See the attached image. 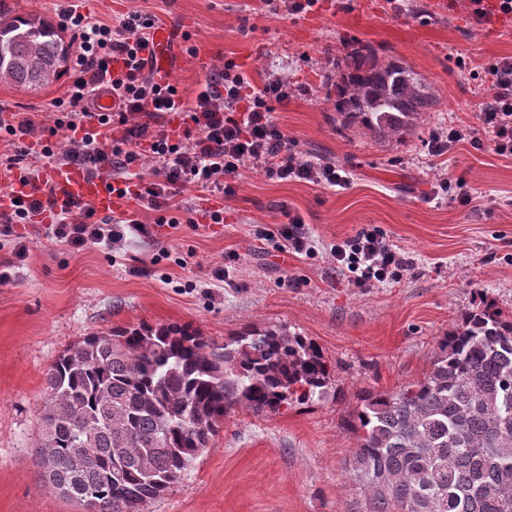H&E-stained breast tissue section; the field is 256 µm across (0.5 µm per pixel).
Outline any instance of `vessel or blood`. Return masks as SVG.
Returning <instances> with one entry per match:
<instances>
[{"label": "vessel or blood", "mask_w": 512, "mask_h": 512, "mask_svg": "<svg viewBox=\"0 0 512 512\" xmlns=\"http://www.w3.org/2000/svg\"><path fill=\"white\" fill-rule=\"evenodd\" d=\"M43 178L57 192L60 199H73L85 202L102 215L118 210L122 201L108 191L104 182L89 179L76 167H49Z\"/></svg>", "instance_id": "1"}]
</instances>
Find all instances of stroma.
Returning a JSON list of instances; mask_svg holds the SVG:
<instances>
[{"label": "stroma", "instance_id": "35a3bbf8", "mask_svg": "<svg viewBox=\"0 0 512 512\" xmlns=\"http://www.w3.org/2000/svg\"><path fill=\"white\" fill-rule=\"evenodd\" d=\"M14 12L47 19L66 8L105 21L133 6L173 30L165 61L194 98L216 53L244 65L253 84L287 75L298 87L276 120L300 156L335 164L349 184L278 182L244 168L235 196L193 190L198 227L127 236L123 248L76 252L46 238L41 223L16 226L26 246L0 242V512H83L47 489L35 461L45 375L90 333L115 326L187 323L216 343L252 325L283 326L314 341L335 369L323 401L292 403L262 418L232 410L206 449L168 492L142 512H359L363 494L345 469L355 442L345 422L358 397L393 391L429 369L437 342L480 299L512 313V158L462 143L434 158L424 142L448 122L478 128L481 88L472 73L512 56V23L471 26L463 7L439 0H324L320 9L279 18L265 0H5ZM191 33L183 41L182 33ZM197 46V57L186 52ZM369 46L431 83L435 108L404 142L343 129L327 93L336 61ZM464 57L470 72L459 71ZM71 72L43 88L0 83V113L38 116L64 97ZM465 177L473 206L428 200L437 179ZM298 212L314 252L277 257L257 237ZM220 209L224 221L211 223ZM363 228L382 231L413 265L395 281L359 288L337 272L332 245ZM224 265L227 281L213 279Z\"/></svg>", "mask_w": 512, "mask_h": 512}]
</instances>
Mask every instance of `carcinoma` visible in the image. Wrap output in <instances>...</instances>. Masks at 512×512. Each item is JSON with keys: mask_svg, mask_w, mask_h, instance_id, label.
<instances>
[{"mask_svg": "<svg viewBox=\"0 0 512 512\" xmlns=\"http://www.w3.org/2000/svg\"><path fill=\"white\" fill-rule=\"evenodd\" d=\"M58 24L0 0V81L37 89L68 58ZM331 102L344 125L402 141L436 103L411 67L362 48ZM332 366L285 327L247 326L215 344L187 324L117 327L70 346L45 376L36 463L48 489L86 512H141L210 447L226 416L322 400ZM358 512H512V316L480 302L438 343L428 372L367 392L346 421ZM93 449L87 453V449Z\"/></svg>", "mask_w": 512, "mask_h": 512, "instance_id": "cac0c4a2", "label": "carcinoma"}]
</instances>
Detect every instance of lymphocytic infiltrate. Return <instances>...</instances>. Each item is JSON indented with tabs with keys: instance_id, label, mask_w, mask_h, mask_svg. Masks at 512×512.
<instances>
[{
	"instance_id": "f902f5d3",
	"label": "lymphocytic infiltrate",
	"mask_w": 512,
	"mask_h": 512,
	"mask_svg": "<svg viewBox=\"0 0 512 512\" xmlns=\"http://www.w3.org/2000/svg\"><path fill=\"white\" fill-rule=\"evenodd\" d=\"M59 19L77 42L66 97L53 101L46 124L20 112L0 118V135L21 133L42 143L40 159L27 171L31 194L0 207V237L12 236L16 225L49 211L53 221L45 230L52 240L77 252L90 243L119 246L126 230L146 233L145 210L154 213L159 227L194 223L193 208L180 205L179 196L195 188L234 196L248 166L281 182L348 185L334 164L300 157L295 141L276 121V105L287 104L295 93L286 77L274 76L256 87L240 64L227 59L189 100L155 64L149 38L155 15L135 8L108 24L63 8ZM481 79V133L449 123L426 141L430 156L447 155L465 140L478 150L492 142L497 155L512 156V57L489 60ZM106 94L113 107L98 110L96 102ZM65 133L70 147L61 152L54 138ZM47 163L76 166L104 179L114 193L135 200V209L102 216L84 202L59 200L41 179ZM280 212L283 223L262 229L261 240L282 254L311 253L302 217L285 205ZM330 254L337 271L358 287L398 279L408 267L398 248L374 228L332 245Z\"/></svg>"
}]
</instances>
